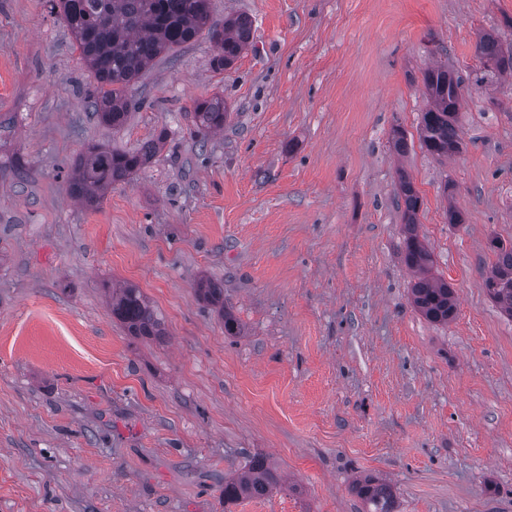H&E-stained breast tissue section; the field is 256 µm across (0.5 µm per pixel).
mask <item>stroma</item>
<instances>
[{"label": "stroma", "mask_w": 512, "mask_h": 512, "mask_svg": "<svg viewBox=\"0 0 512 512\" xmlns=\"http://www.w3.org/2000/svg\"><path fill=\"white\" fill-rule=\"evenodd\" d=\"M210 6L250 18L248 50L219 70L202 35L159 58L116 130L49 0H0V512H365L364 474L398 512H512V319L482 288L492 240L512 243V83L476 52L485 32L512 46V0ZM437 60L463 79L445 162L416 130ZM215 95L230 116L203 142L189 114ZM163 130L96 209L68 196L87 145ZM401 168L456 291L445 325L409 300ZM203 277L242 335L197 302ZM111 283L139 288L165 339L128 334ZM256 454L279 486L225 503ZM353 492L363 501L367 512H396L397 496L394 487L373 475L355 481Z\"/></svg>", "instance_id": "obj_1"}]
</instances>
